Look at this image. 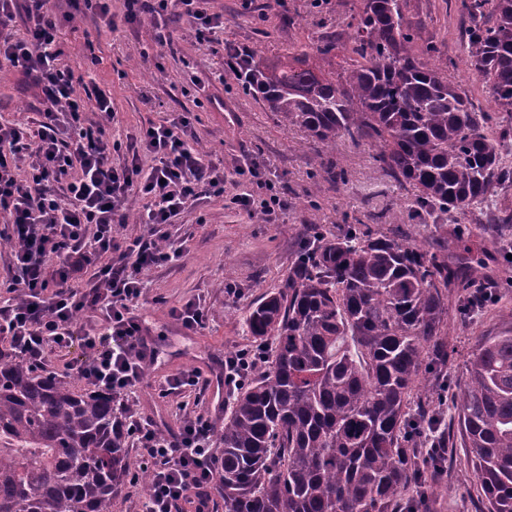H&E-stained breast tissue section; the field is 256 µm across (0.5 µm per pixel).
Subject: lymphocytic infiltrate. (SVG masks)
Segmentation results:
<instances>
[{"label":"lymphocytic infiltrate","mask_w":512,"mask_h":512,"mask_svg":"<svg viewBox=\"0 0 512 512\" xmlns=\"http://www.w3.org/2000/svg\"><path fill=\"white\" fill-rule=\"evenodd\" d=\"M51 2L25 0L18 37L19 7L0 0V69L21 73L39 98L32 124L0 123V214L9 219L14 244L7 282L14 295L0 306V335L39 367L48 348L79 344L83 359L73 375L121 403L144 382L153 359L135 314L147 288L143 274L183 256L184 245L166 226L203 196L223 195L224 164L197 148L185 115L143 128L139 151L113 163L122 144L108 127L112 100L99 91L86 103L73 74L60 67V21ZM84 2L99 26L112 31L122 20L155 23L171 14L185 18L202 45L218 42L224 29L223 16L208 12L205 0ZM91 105L104 119L94 129L82 123ZM133 193L145 201L140 221L147 230L121 241L115 227L126 223L124 203ZM92 311L101 321L84 329L79 318ZM265 360L261 348L225 355V394L245 386ZM124 426L151 476L144 512H180L185 502L209 512L218 476L212 418L185 416L169 434L133 414Z\"/></svg>","instance_id":"lymphocytic-infiltrate-1"}]
</instances>
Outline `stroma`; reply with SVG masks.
<instances>
[{
    "mask_svg": "<svg viewBox=\"0 0 512 512\" xmlns=\"http://www.w3.org/2000/svg\"><path fill=\"white\" fill-rule=\"evenodd\" d=\"M359 0H327L323 10L311 0H207L209 12L222 14L219 44L199 45L186 21L169 23L171 45L154 40L144 21L120 25L118 31L96 28L91 13H79L68 0H57L62 36L59 64L82 80V88L110 93L116 116L114 139L136 142L143 127L189 114L198 147L224 160V194L175 218L168 231L186 246L178 261L146 272L147 291L136 313L148 329L156 359L145 382L130 398L138 415L152 417L161 429L177 428L188 414L224 422L216 399L224 355L252 346L243 318L264 292L276 288L302 250L311 225L332 235L348 225L392 229L400 239L436 251L456 239L467 240L485 255L486 269L477 285L493 296L484 306L464 310L463 292H449L445 325L448 362L434 375L429 401L442 419H450L467 378L466 361L478 337L512 322V227L485 223L469 214L459 224L421 223L416 216L415 187L396 183L375 161V146L347 140L336 144L344 181L320 182L317 171L324 150L298 130L287 131L272 112L243 92L224 63L226 45L262 48L267 55L288 45L305 44L326 28L354 16ZM405 15L418 46H435L448 58V79L465 86L474 100L485 101L481 86L468 73L462 55V19L456 0H406ZM21 76L0 70V122L26 120L35 102L18 90ZM253 161L259 177L238 175ZM271 180L288 203L277 223L239 209L234 197L257 192L258 180ZM232 262L233 276L224 273ZM201 300L204 329L192 333L170 315L172 306ZM196 370L208 378L206 393L194 390L159 397L165 377ZM449 471L429 481L428 512H477L479 493L470 458L452 448Z\"/></svg>",
    "mask_w": 512,
    "mask_h": 512,
    "instance_id": "obj_1",
    "label": "stroma"
}]
</instances>
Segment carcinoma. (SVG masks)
<instances>
[{
	"label": "carcinoma",
	"instance_id": "carcinoma-1",
	"mask_svg": "<svg viewBox=\"0 0 512 512\" xmlns=\"http://www.w3.org/2000/svg\"><path fill=\"white\" fill-rule=\"evenodd\" d=\"M464 64L494 109L448 82L435 49L413 47L403 0H362L339 31L271 59L252 50L242 89L326 148L318 178L345 176L336 140L374 142L376 161L420 189L421 219L490 207L512 224L502 151L512 130V0H458ZM453 264L392 232H313L279 287L244 317L268 361L224 404V512H413L453 444L426 396L448 359V286L483 275L460 239ZM449 429L468 448L480 512H512V325L467 360ZM123 416L104 390H78L0 354V512H112L132 468Z\"/></svg>",
	"mask_w": 512,
	"mask_h": 512
}]
</instances>
